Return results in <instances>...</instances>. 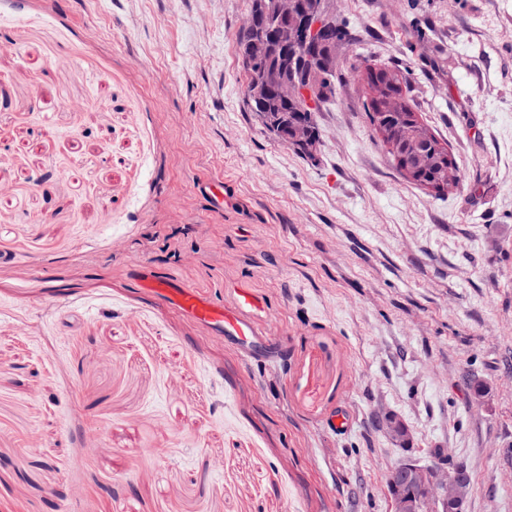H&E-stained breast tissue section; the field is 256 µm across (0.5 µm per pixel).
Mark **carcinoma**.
Segmentation results:
<instances>
[{
	"label": "carcinoma",
	"instance_id": "carcinoma-1",
	"mask_svg": "<svg viewBox=\"0 0 512 512\" xmlns=\"http://www.w3.org/2000/svg\"><path fill=\"white\" fill-rule=\"evenodd\" d=\"M348 39L347 30L335 25L327 31L321 42L315 49V55L310 65L301 76L304 81L313 87L314 106H309L306 101L298 100L285 105L276 100H269L270 112L268 113V127L266 130L277 138H293L303 127L307 128L312 144L319 141V132L313 121V113L318 111L319 105L333 98L334 79H336V62L332 56V48ZM269 63V54L257 50L251 54L250 67L245 69L246 79L252 81L255 75L263 71ZM361 80L365 83V89H372L374 81L385 82L386 91L382 98L377 100L371 96H365V111L371 133L377 144L383 150L391 166L409 183L419 187L427 183H437L432 193L437 196L445 195L458 186L441 181L442 169L456 165L454 155L439 139H434L431 144V158L433 162L420 169L417 175L403 173V166L398 160L401 154L399 148L390 149L386 146L387 139L380 136V128L390 131L400 125L404 118L413 114L405 90L409 82V72L400 67L389 64H373L365 67L361 72Z\"/></svg>",
	"mask_w": 512,
	"mask_h": 512
}]
</instances>
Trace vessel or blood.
<instances>
[{"label": "vessel or blood", "mask_w": 512, "mask_h": 512, "mask_svg": "<svg viewBox=\"0 0 512 512\" xmlns=\"http://www.w3.org/2000/svg\"><path fill=\"white\" fill-rule=\"evenodd\" d=\"M140 287L150 289L164 308L186 314L205 325L216 328L225 344L237 349L244 363H251L272 339L262 330L260 315L263 300L250 289L239 288L232 303L216 302L185 284L144 269L139 271Z\"/></svg>", "instance_id": "b4317fda"}]
</instances>
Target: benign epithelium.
<instances>
[{"label":"benign epithelium","instance_id":"benign-epithelium-1","mask_svg":"<svg viewBox=\"0 0 512 512\" xmlns=\"http://www.w3.org/2000/svg\"><path fill=\"white\" fill-rule=\"evenodd\" d=\"M327 24L322 11L303 9V0H270L266 14H250L244 29L250 33L251 41L272 46L286 69L288 53L317 42ZM267 90L283 103L311 96L310 90L296 78L276 70L265 72L251 87L244 88V95L259 97ZM414 125L416 130L403 132L399 137V144L413 163L423 159L424 148L431 141V132L421 120L414 121ZM377 425L397 447H408L409 428L396 414L381 415ZM471 488L467 463L442 448L432 451L427 464L406 458L389 471L392 512H466Z\"/></svg>","mask_w":512,"mask_h":512}]
</instances>
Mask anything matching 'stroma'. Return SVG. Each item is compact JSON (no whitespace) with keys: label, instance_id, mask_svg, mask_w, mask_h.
Masks as SVG:
<instances>
[{"label":"stroma","instance_id":"stroma-1","mask_svg":"<svg viewBox=\"0 0 512 512\" xmlns=\"http://www.w3.org/2000/svg\"><path fill=\"white\" fill-rule=\"evenodd\" d=\"M324 6L351 39L306 157L244 103L250 0H0V254L26 258L0 263V512H391L390 469L436 448L467 512H512V0ZM375 62L457 191L373 140ZM141 266L250 289L284 354L244 365ZM360 73L361 80L365 83V111L370 130L391 166L407 182L423 187L436 196L445 195L456 188L459 184L457 175L454 183L448 184V180H446L442 182V185L440 184V181H442V168H448V165H453L457 172V163L454 155L436 135H434V140L431 144L432 155H430V158H433L432 164L421 167L418 175L411 176L403 172V166L398 160L401 150L397 146L394 149L387 148V139H383L380 136V127H384L391 132L392 128L400 125L405 117L414 112L405 93L409 82V72L406 69L389 64L375 63L366 66L364 71ZM375 80L385 82L386 91L382 93V98L379 100L369 96V91L371 92ZM433 182L438 184L434 190H430L425 186V184ZM379 428L385 431L399 448L408 447L409 428L396 414L387 412L377 419Z\"/></svg>","mask_w":512,"mask_h":512}]
</instances>
